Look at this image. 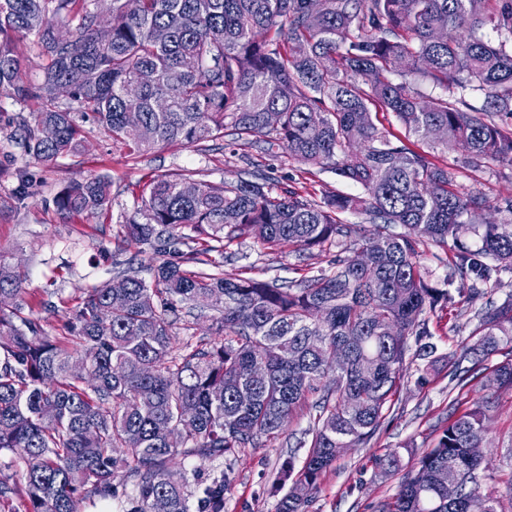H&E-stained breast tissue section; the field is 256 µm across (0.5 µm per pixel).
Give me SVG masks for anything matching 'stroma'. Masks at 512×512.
<instances>
[{
	"label": "stroma",
	"instance_id": "obj_1",
	"mask_svg": "<svg viewBox=\"0 0 512 512\" xmlns=\"http://www.w3.org/2000/svg\"><path fill=\"white\" fill-rule=\"evenodd\" d=\"M37 109L34 101L0 97V262L24 274L25 291L19 299L23 308L43 318L49 335L63 336L75 306L91 288L111 278L113 261L147 266V254L134 245L118 249L115 239L143 186L156 176L187 170L215 183L235 178L243 167L244 148L227 135L193 145H164L137 156L113 148L104 131L87 120L81 124L82 154L48 166L27 155L13 136L20 122H33ZM461 156L458 150L437 156L440 163L455 168L459 189L479 191L490 199L512 194V163L463 169L458 165ZM264 172L273 188L292 186L316 198L362 192L359 185L332 171L285 156L270 161ZM95 176L112 182V203L104 214L93 218L57 211L53 199L64 186ZM234 251V260L224 265L225 275L245 273L283 281L320 274L329 269L333 257L332 252L316 250L302 267L295 246L269 250L255 238L246 239ZM453 286L458 290L453 301L431 314L428 322L438 362L430 368L420 360L410 364L369 446L341 453L311 492L308 512H376L382 502L394 497L401 480L400 475L380 473L376 457L408 446L415 454L403 457L402 464L411 467L415 455L433 447L448 423L485 392L493 408L484 448L489 469L480 480V491L499 500L504 512H512V387H484L497 366L512 362V343L502 342L466 384L451 379L453 354L474 341L477 311L486 301L499 304L512 294V272L490 282L483 298L463 292L461 281ZM45 300L52 302V309L42 308ZM422 374L427 377L423 384L417 381ZM311 424L308 411L297 412L275 443L246 449L232 458L234 482L224 498V512H275L283 494L275 483L277 471L290 458L303 463L307 451L297 447L296 441Z\"/></svg>",
	"mask_w": 512,
	"mask_h": 512
}]
</instances>
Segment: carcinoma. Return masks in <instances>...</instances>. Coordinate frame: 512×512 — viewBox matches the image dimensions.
<instances>
[{"label":"carcinoma","instance_id":"cac0c4a2","mask_svg":"<svg viewBox=\"0 0 512 512\" xmlns=\"http://www.w3.org/2000/svg\"><path fill=\"white\" fill-rule=\"evenodd\" d=\"M99 26L86 0H0V96L40 103L34 124L19 128L25 153L49 165L78 155L77 118L87 115L133 154L229 131L364 194L275 193L259 168L220 183L158 176L123 224V238L149 252L151 279L115 263L75 307L63 342L40 317L22 315L20 274L0 277V296L12 299L0 305V452L21 460L26 512H80L89 484L126 497V512H152L157 497L168 512H191L192 496L196 512H224L233 469L214 470L190 494L171 474L175 455L226 460L278 438L308 407L313 425L296 447L309 452L300 468L282 463L277 484L289 488L276 507L307 512L299 489L316 488L335 449L369 443L407 360H435L426 314L452 295L423 278L419 244L450 245L446 283L467 279L473 295L512 270V195L491 203L462 192L453 169L435 161L460 148L463 168L512 163V0H112L106 43ZM488 26L498 43L484 38ZM31 33L44 61L37 81L16 53ZM412 76L442 94L423 95ZM469 88L484 96L481 106ZM374 99L428 150L380 132ZM111 202L104 176L71 182L55 198L68 215H97ZM487 210L499 222L485 221ZM227 212L236 223L224 224ZM347 215L377 233L360 235ZM466 224L478 245L463 235ZM251 236L271 250L296 246L301 263L316 247L336 254L329 272L295 281L225 277L230 246ZM210 311L224 341L173 353L174 330H190L185 317ZM477 318L479 338L456 360L459 381L500 341L512 342V298L485 304ZM338 347L348 350L344 368L334 363ZM488 385L512 386V363ZM491 408L486 396L473 400L379 512H503L479 491L483 458L471 453L485 445ZM400 461L394 451L376 466L394 474ZM126 467L133 495L113 484ZM444 469L467 475L452 500L438 482Z\"/></svg>","mask_w":512,"mask_h":512}]
</instances>
